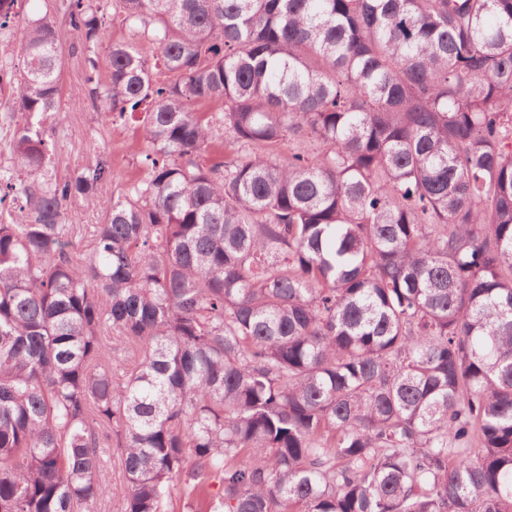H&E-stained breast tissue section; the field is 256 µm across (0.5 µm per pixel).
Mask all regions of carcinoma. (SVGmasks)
I'll return each instance as SVG.
<instances>
[{"instance_id":"carcinoma-1","label":"carcinoma","mask_w":512,"mask_h":512,"mask_svg":"<svg viewBox=\"0 0 512 512\" xmlns=\"http://www.w3.org/2000/svg\"><path fill=\"white\" fill-rule=\"evenodd\" d=\"M19 2L0 512H93L110 454L123 512H512V0ZM61 10L118 192L49 171ZM111 205L110 197L96 200L94 204L76 205L71 209L74 224H100L104 211Z\"/></svg>"}]
</instances>
